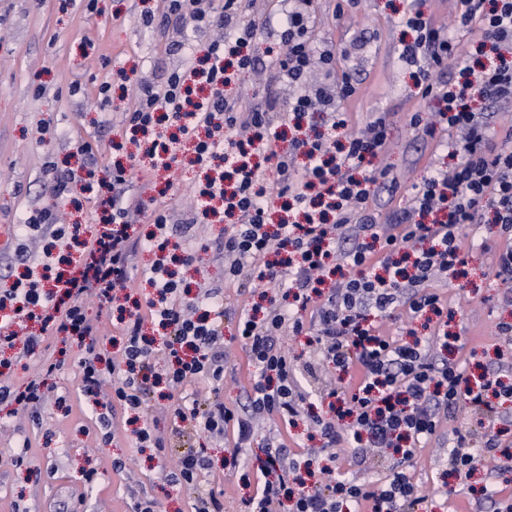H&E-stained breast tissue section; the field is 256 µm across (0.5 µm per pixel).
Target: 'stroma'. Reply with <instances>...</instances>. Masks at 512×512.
<instances>
[{"label":"stroma","mask_w":512,"mask_h":512,"mask_svg":"<svg viewBox=\"0 0 512 512\" xmlns=\"http://www.w3.org/2000/svg\"><path fill=\"white\" fill-rule=\"evenodd\" d=\"M452 24L462 8L461 0H361L351 19L333 17L336 0H316L319 42L350 51V63L365 78L357 98L345 106L351 123L365 122L375 113L391 115L390 150L384 161L402 184L417 181L433 159L430 144L414 138L408 115L427 111V104L413 96L409 73L398 62L399 18L412 2ZM158 0H0V258L13 255L19 244L16 226L24 210L39 206L50 197L44 181L46 157L69 158L78 142H100L105 150L100 169L111 168L114 156L110 141L121 140L128 97L121 89L123 76L139 82L157 83L172 69L184 67L198 39L182 32L176 22H161ZM368 45L356 52L355 40ZM113 84L111 100L94 106L103 80ZM79 85L70 94V85ZM54 119L60 137L41 139L39 128ZM199 179L196 166L185 163L174 173L154 181L132 174L134 190L143 198H156L172 224L189 225L186 237L194 248L190 274L203 288H219L224 305L235 309L240 301L237 285L224 280V261L215 246L224 239V226L214 219L193 216L194 192ZM481 229H473V262L466 288L456 283L440 284L454 312L449 331L458 333L485 364L512 361V342L496 334L500 319L512 320V282L496 279L493 256L481 250ZM224 340L233 377L224 383L226 403H235L247 387L252 369L232 324H224ZM285 349L300 367L303 386L320 393L327 373L317 367V354L304 337L284 336ZM66 362L49 381V398L37 412L5 414L0 411V512H132L143 496L156 502L157 512H188L190 494L173 487L152 449L135 447L125 434L101 445L91 411L80 403L81 350L71 340L49 336L32 354H19L7 370L9 381L30 379L40 362L58 352ZM149 414L161 431L169 433V461H176L191 448L206 449L213 469L205 474V487L223 492L224 512H243L249 490L222 466L224 443L185 430L173 433L174 420L165 403L151 398ZM22 456L13 465V456ZM448 442L422 450L411 474L426 496L427 512H493L481 502L479 489L491 485L512 495V470L488 473L481 470L469 479L448 476ZM122 459L123 471L112 468ZM94 471L86 481V471Z\"/></svg>","instance_id":"35a3bbf8"}]
</instances>
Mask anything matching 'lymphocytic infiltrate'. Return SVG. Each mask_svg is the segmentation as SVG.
Wrapping results in <instances>:
<instances>
[{"label": "lymphocytic infiltrate", "instance_id": "lymphocytic-infiltrate-1", "mask_svg": "<svg viewBox=\"0 0 512 512\" xmlns=\"http://www.w3.org/2000/svg\"><path fill=\"white\" fill-rule=\"evenodd\" d=\"M243 0H163L166 17L198 32L221 28L220 38L204 42L185 68L171 70L160 84L135 88L125 113L131 133L155 131L145 156L129 155L109 176L96 177L98 152L79 143L83 162L59 167L46 158L43 172L51 184L48 203L27 214L20 238L50 233L80 241L79 264L52 289L37 284L0 290V347L23 342L35 351L41 337L65 335L82 342L79 362L83 399L99 397L110 386L107 403L96 419L103 442H110L115 410L138 423L139 447L165 458L169 439L145 420L151 388L165 384L175 419L188 429L220 441L232 436L224 467L252 487L245 512H422L426 498L406 466L441 435L442 417L468 408L491 412V399L512 402V384L496 372L472 378L465 344H449L444 319L448 301L436 291L440 279L464 275L472 250L467 230L484 226L494 247L493 270L512 281V125H491L473 100L512 109V0H465L455 17L457 30L470 34L492 52L491 66H474L466 45L450 36L433 14L413 8L400 18L409 38L400 40L398 59L408 70L428 112H413L409 126L417 139L450 145L453 165L428 167L407 192L406 206L392 221L378 223L372 207L380 192L396 195L400 184L382 160L389 151L387 113H377L363 127L349 129L341 105L359 92L345 52L316 46L314 0H286L278 10L279 41L265 45V21H240ZM458 60L461 81L440 79L449 60ZM262 76L265 87L288 86L292 95L285 118L275 114L274 99L265 107L231 93ZM190 142L196 164L224 165L219 177H206L196 190L197 208L224 204L235 221L224 233V279L286 286L290 305L270 304L257 312L242 303L236 337L253 372L245 399L226 404L221 396L228 354L224 334L201 300L222 308L221 289L203 298L189 297L169 268L172 233L168 214L154 200L130 189L129 172L151 177L180 165L179 146ZM97 198L108 226L99 238L81 240V227L61 224V208L80 206V193ZM149 214L145 237L134 234V218ZM148 250L155 259L143 276L155 297L134 302L118 316L122 347L115 357L98 348V321L85 304L111 307L117 292L131 288L133 259ZM178 262L194 260L182 249ZM426 317L434 326L413 340L392 335L396 317ZM307 336L315 351L336 373L331 397L338 407L331 418L314 417L323 443L288 453L285 427L296 426L311 393L280 339ZM453 347L452 357L434 360V346ZM163 357L166 369L156 372ZM62 360H46L42 374L17 385L0 379V405L28 410L46 397L47 376ZM205 383V404H186L191 382ZM277 421L262 454L247 461L256 423ZM448 438V472L470 477L487 458L501 469L512 466V434L472 424L454 427ZM354 463L370 465L369 451H392L397 460L382 478L361 481L338 474L333 466L345 449ZM210 460L205 449L182 454L167 480L191 491L192 512H224L223 493L203 488L200 475Z\"/></svg>", "mask_w": 512, "mask_h": 512}]
</instances>
